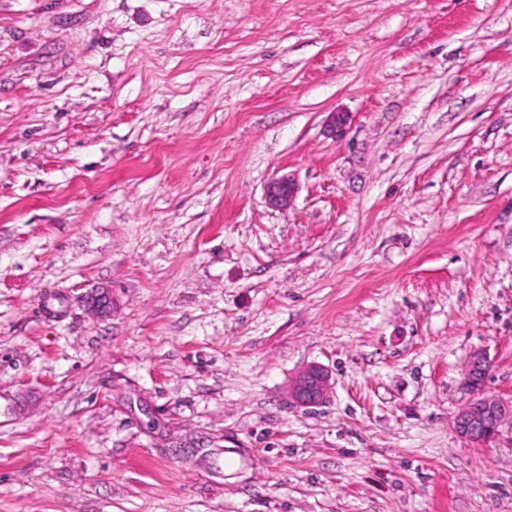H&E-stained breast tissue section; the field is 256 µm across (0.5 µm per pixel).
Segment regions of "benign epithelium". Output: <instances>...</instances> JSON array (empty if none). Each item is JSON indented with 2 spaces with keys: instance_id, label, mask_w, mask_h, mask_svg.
Returning <instances> with one entry per match:
<instances>
[{
  "instance_id": "obj_1",
  "label": "benign epithelium",
  "mask_w": 512,
  "mask_h": 512,
  "mask_svg": "<svg viewBox=\"0 0 512 512\" xmlns=\"http://www.w3.org/2000/svg\"><path fill=\"white\" fill-rule=\"evenodd\" d=\"M295 194L293 180L285 175L272 178L266 187L268 204L280 210L290 207ZM89 304L96 314H107L112 309V295L103 289L90 297ZM490 362L482 351L474 352L466 366L465 379L474 398L460 408L453 417L457 435L474 444L491 441L499 435L503 423L512 419V401L488 395L483 391ZM331 386V374L318 364L303 368L289 384L290 400L299 407L314 408L326 398Z\"/></svg>"
}]
</instances>
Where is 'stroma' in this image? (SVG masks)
<instances>
[{"mask_svg":"<svg viewBox=\"0 0 512 512\" xmlns=\"http://www.w3.org/2000/svg\"><path fill=\"white\" fill-rule=\"evenodd\" d=\"M476 351L512 401V0H0V512H512ZM295 184L288 176L272 178L266 187V200L268 204L280 210H287L294 198ZM490 362L482 351L474 352L466 366L465 379L474 398L453 417L457 435L474 444L491 441L499 435L503 423L512 419V401L487 395L483 391ZM331 374L318 364L303 368L289 384L290 400L299 407L314 408L326 398L331 386Z\"/></svg>","mask_w":512,"mask_h":512,"instance_id":"35a3bbf8","label":"stroma"}]
</instances>
